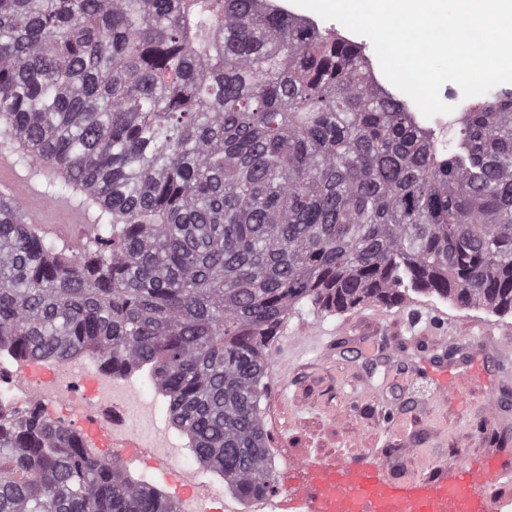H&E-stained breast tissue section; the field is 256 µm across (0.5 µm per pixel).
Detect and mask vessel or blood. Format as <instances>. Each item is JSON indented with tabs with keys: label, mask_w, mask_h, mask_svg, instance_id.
I'll return each mask as SVG.
<instances>
[{
	"label": "vessel or blood",
	"mask_w": 512,
	"mask_h": 512,
	"mask_svg": "<svg viewBox=\"0 0 512 512\" xmlns=\"http://www.w3.org/2000/svg\"><path fill=\"white\" fill-rule=\"evenodd\" d=\"M0 197L9 200L24 223L46 232L90 230L85 210L69 198L51 199L33 183L30 174L14 168L9 154L0 153ZM299 484L290 493V512H496L488 492L512 482V470L474 469L459 461L448 475L409 481L391 479L367 456L336 466H296Z\"/></svg>",
	"instance_id": "obj_1"
}]
</instances>
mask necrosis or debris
I'll use <instances>...</instances> for the list:
<instances>
[{
	"instance_id": "1",
	"label": "necrosis or debris",
	"mask_w": 512,
	"mask_h": 512,
	"mask_svg": "<svg viewBox=\"0 0 512 512\" xmlns=\"http://www.w3.org/2000/svg\"><path fill=\"white\" fill-rule=\"evenodd\" d=\"M157 394L156 387L112 375L90 355L65 362L25 360L13 370L0 365L1 407L20 414L36 406L63 424L79 415L92 430L100 425L99 413L111 410V444L100 447L101 457L122 467L127 463L125 449H145L174 473L193 476V488L177 498L178 512H236L223 487L199 479L193 450L168 426L158 424L162 405Z\"/></svg>"
}]
</instances>
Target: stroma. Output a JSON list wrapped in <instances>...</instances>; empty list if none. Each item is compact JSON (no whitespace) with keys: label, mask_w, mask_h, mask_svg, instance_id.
Listing matches in <instances>:
<instances>
[{"label":"stroma","mask_w":512,"mask_h":512,"mask_svg":"<svg viewBox=\"0 0 512 512\" xmlns=\"http://www.w3.org/2000/svg\"><path fill=\"white\" fill-rule=\"evenodd\" d=\"M512 347L503 318L413 295L290 314L270 347L261 401L276 498L295 461L335 465L365 454L395 480L445 475L462 459L512 468Z\"/></svg>","instance_id":"35a3bbf8"}]
</instances>
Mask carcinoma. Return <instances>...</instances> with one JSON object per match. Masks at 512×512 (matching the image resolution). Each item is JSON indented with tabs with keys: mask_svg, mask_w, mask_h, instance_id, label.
<instances>
[{
	"mask_svg": "<svg viewBox=\"0 0 512 512\" xmlns=\"http://www.w3.org/2000/svg\"><path fill=\"white\" fill-rule=\"evenodd\" d=\"M0 138L92 210L0 220V355L148 368L199 463L274 492L266 352L309 303L512 313V91L445 152L361 47L265 0H0ZM0 512H178L40 411L0 418Z\"/></svg>",
	"mask_w": 512,
	"mask_h": 512,
	"instance_id": "cac0c4a2",
	"label": "carcinoma"
}]
</instances>
